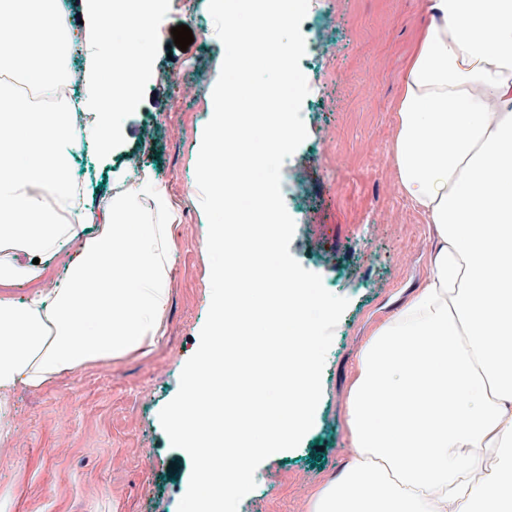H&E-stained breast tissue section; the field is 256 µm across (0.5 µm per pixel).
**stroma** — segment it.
<instances>
[{
  "label": "stroma",
  "mask_w": 512,
  "mask_h": 512,
  "mask_svg": "<svg viewBox=\"0 0 512 512\" xmlns=\"http://www.w3.org/2000/svg\"><path fill=\"white\" fill-rule=\"evenodd\" d=\"M426 20L424 0H310L300 61L308 136L282 167L296 228L289 251L349 305L322 375L314 424L298 447L266 459L238 512H307L316 489L354 456L347 405L361 346L428 275L432 227L402 192L391 152L398 81ZM188 24L194 41L172 45ZM155 50L110 150L68 148L70 183L91 202L156 179L174 261L161 338L149 353L61 374L41 390L0 395V504L6 512H178L190 457L159 422L178 392L210 301L208 231L195 165L224 59L208 0H164Z\"/></svg>",
  "instance_id": "35a3bbf8"
}]
</instances>
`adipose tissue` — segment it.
Instances as JSON below:
<instances>
[{
	"mask_svg": "<svg viewBox=\"0 0 512 512\" xmlns=\"http://www.w3.org/2000/svg\"><path fill=\"white\" fill-rule=\"evenodd\" d=\"M125 21L126 66L85 79V139L110 149L152 50L162 0H86L92 42ZM399 82L400 185L433 226L429 275L360 350L347 428L355 456L308 512H512V0H427ZM0 70L54 96L73 24L61 0H0ZM74 130L0 92V394L156 344L172 216L152 182L87 206L67 180ZM68 243L63 284L43 287ZM34 285L17 302L7 288Z\"/></svg>",
	"mask_w": 512,
	"mask_h": 512,
	"instance_id": "ef3b65f1",
	"label": "adipose tissue"
}]
</instances>
